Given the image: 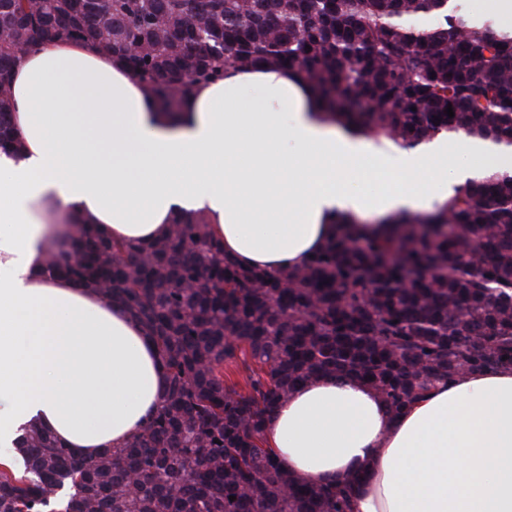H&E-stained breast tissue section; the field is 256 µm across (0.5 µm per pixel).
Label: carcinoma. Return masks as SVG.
I'll return each instance as SVG.
<instances>
[{
	"instance_id": "obj_1",
	"label": "carcinoma",
	"mask_w": 512,
	"mask_h": 512,
	"mask_svg": "<svg viewBox=\"0 0 512 512\" xmlns=\"http://www.w3.org/2000/svg\"><path fill=\"white\" fill-rule=\"evenodd\" d=\"M60 40L122 59L169 115L232 57L297 72L332 118L370 135L512 145V32L468 23L454 0H0L1 151L19 147L17 47ZM395 223L366 238L340 221L274 274L228 258L200 212L137 246L77 228L46 270L142 323L165 395L94 457L29 428L24 470L0 466V512H353L361 477L323 486L290 472L262 445L268 413L324 376L359 379L398 413L433 382L512 367V175ZM241 357L256 364L243 386L224 378Z\"/></svg>"
}]
</instances>
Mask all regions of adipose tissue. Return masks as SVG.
Listing matches in <instances>:
<instances>
[{"instance_id": "ef3b65f1", "label": "adipose tissue", "mask_w": 512, "mask_h": 512, "mask_svg": "<svg viewBox=\"0 0 512 512\" xmlns=\"http://www.w3.org/2000/svg\"><path fill=\"white\" fill-rule=\"evenodd\" d=\"M19 150L0 152V463L29 427L94 456L161 404L164 369L141 324L48 274L77 227L143 244L183 211L224 251L272 273L322 249L341 218L364 236L445 206L477 175L512 173V146L439 134L414 147L328 124L295 72L226 68L160 113L118 58L57 41L13 73ZM267 448L322 485L366 473L354 512H512V368L436 382L393 414L327 376L264 423Z\"/></svg>"}]
</instances>
